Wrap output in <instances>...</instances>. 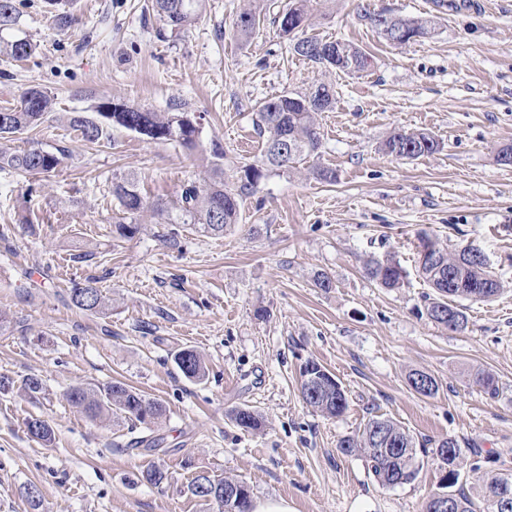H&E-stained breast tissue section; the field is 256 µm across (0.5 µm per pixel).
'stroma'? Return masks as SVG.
<instances>
[{
	"instance_id": "obj_1",
	"label": "stroma",
	"mask_w": 512,
	"mask_h": 512,
	"mask_svg": "<svg viewBox=\"0 0 512 512\" xmlns=\"http://www.w3.org/2000/svg\"><path fill=\"white\" fill-rule=\"evenodd\" d=\"M289 0H205L190 29H167L151 0H73L75 21L57 27L46 0H16L19 33L38 45L29 59L0 54V107L36 86L54 103L42 124L6 150H64L57 169L33 177L0 169V512H217L188 490L205 472L247 483L252 499L287 501L292 512H423L440 489L435 454L446 438L461 449L460 483L484 512L485 484L512 477V0H312L307 35L364 51L357 74H324L293 54L276 18ZM264 20L249 39L234 28L243 10ZM430 21L426 35L386 41L378 12ZM335 83V107L318 113L322 146L296 168L267 172L241 218L221 236L183 224L180 194L210 176L212 142L225 168L257 164L255 127L265 98ZM110 98L149 112L200 115L201 143L153 142L116 128L81 139L69 118ZM442 145L414 159L386 153L397 130ZM333 171L334 181L313 176ZM135 176L146 201L133 237L112 181ZM448 253L481 250L501 284L492 299L459 301L466 330L428 319L432 290L417 273L419 233ZM394 258L403 288L368 278L365 266ZM332 280L316 287L317 273ZM98 279L107 307L70 301L74 284ZM190 348L208 376L186 378L173 362ZM320 363L341 383L348 409L327 419L307 407L301 369ZM439 383L416 393L410 371ZM490 373L489 395L474 381ZM41 379L25 392L22 380ZM121 381L163 403L148 429L123 415L90 420L67 392ZM263 419L241 431L234 409ZM381 415L414 437L419 473L384 488L366 462L337 448ZM47 420L55 439L32 438L25 422ZM143 437L158 445H140ZM159 466L168 480L141 482ZM37 487L40 507L25 490Z\"/></svg>"
}]
</instances>
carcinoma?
Listing matches in <instances>:
<instances>
[{"label": "carcinoma", "instance_id": "cac0c4a2", "mask_svg": "<svg viewBox=\"0 0 512 512\" xmlns=\"http://www.w3.org/2000/svg\"><path fill=\"white\" fill-rule=\"evenodd\" d=\"M203 0H152V10L164 25L173 31H183L193 26L201 17ZM19 12L14 0H0V52L15 59H27L36 52V44L26 37L7 39L3 33L13 29ZM309 20L307 0H292L277 19L280 32L294 35ZM261 12L248 9L236 20V33L242 39L251 37L260 26ZM294 54L326 69L347 74L363 71L368 65L366 55L357 47L341 41L317 37L295 39L291 48ZM336 104V88L331 83L319 82L304 94L286 93L264 100L258 109L256 125L265 137L262 165L245 164L228 173L224 171V148L214 141L211 147L212 175L205 185L194 182L186 185L180 196L183 223L214 235L239 222L244 201L255 194L268 170L288 169L299 160L315 155L321 148L320 133L315 126V114L326 112ZM52 100L39 88H30L21 97L20 105L0 108V139H8L27 129L37 127L44 115L51 111ZM94 116L82 114L70 117V124L89 142L109 139V129L123 128L136 132L154 142H177L193 150L200 138L199 123L191 112H147L116 103L107 98L93 107ZM387 153L398 158L412 159L431 155L440 149V143L425 132L400 130L384 144ZM63 150L53 153L38 145L21 151H0V168L9 167L29 175L53 171L61 162ZM112 194L127 214H135L145 207L138 183L132 176L112 183ZM418 273L430 288L433 298L426 307L429 319L451 331H464L468 320L460 308L448 299H465L484 302L501 290L500 283L487 277V261L464 256L448 264V252L428 235H422L418 244ZM367 276L384 288L396 289L405 285L406 270L388 258L372 261L366 267ZM70 300L80 310L97 313L105 308V298L97 286V279L88 277L70 289ZM173 361L188 379H205L207 367L203 358L193 349H181ZM412 389L424 396L437 393V380L429 373L414 370L408 375ZM301 394L305 404L313 411L328 418H338L348 409V400L340 383L319 363L310 361L303 370ZM68 399L81 408L85 415L97 420L111 414H123L148 427L160 424L165 406L146 397L135 388L113 381L93 388L76 387ZM232 420L241 430L250 432L260 428L259 415L245 407L232 412ZM28 434L47 444L54 440L52 427L44 420L31 418L26 421ZM338 448L345 456H358L365 460L376 482L393 488L412 482L418 473L416 450L411 434L391 419L373 417L355 435L342 438ZM444 474L441 488L452 492L459 512H474L471 500L454 487L459 479H451L448 460L439 458ZM241 487L233 500L224 499V487ZM191 494L217 505L220 512H250L249 487L238 480L208 475L196 476L188 486ZM508 491L512 495V479L493 478L487 484L488 512H495L494 497Z\"/></svg>", "mask_w": 512, "mask_h": 512}]
</instances>
